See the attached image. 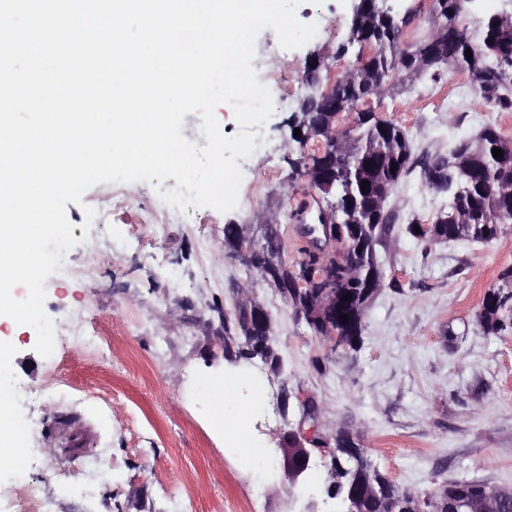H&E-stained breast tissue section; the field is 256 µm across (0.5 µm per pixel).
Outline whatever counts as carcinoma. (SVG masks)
<instances>
[{"instance_id": "obj_1", "label": "carcinoma", "mask_w": 512, "mask_h": 512, "mask_svg": "<svg viewBox=\"0 0 512 512\" xmlns=\"http://www.w3.org/2000/svg\"><path fill=\"white\" fill-rule=\"evenodd\" d=\"M468 8L469 0H433L431 34L403 46L402 32L411 23L410 16L382 10L378 0H355L348 38L338 54L367 43L374 54L366 67L354 78L336 82L328 99L318 92L316 71H305L308 93L293 115L292 128L300 129L294 142L302 147L316 139L323 142L324 150L301 161L300 168L305 177L327 172L344 181L345 191L331 195V201L340 222L353 225L349 233L354 240L352 250L336 261L334 282L336 309L348 314L347 320L332 319L315 288L304 296L288 297V303L309 319L308 325L318 336L334 331L348 337L352 349L361 342L365 312L376 295L375 287L383 280L377 247L383 245L390 231L385 203L414 165L412 145L401 126L376 123L360 105L381 97L402 81L443 65L467 72L474 94L486 104L499 112L512 111V15L490 17L474 35L460 25ZM467 49L472 52L470 60L465 56ZM494 147L502 149V159L494 158ZM452 153L457 155L458 167L450 175L466 184L464 194L451 200L448 210L440 212L434 222L410 224L407 233L428 244L497 239L512 228V142L489 124L476 137L457 142ZM365 180L368 185L364 191L361 182ZM240 234L239 225H224V248L230 252L237 249ZM500 281L502 286L485 293L476 313L479 325L493 335L512 333V294L508 296L505 291L512 283V267L502 270ZM332 440L336 476L329 484L335 487L336 497L344 499L359 485L356 472H362L369 489L359 500L360 512H435L445 499L473 500L477 512H512L511 488H499L495 498L484 500L485 484L457 481L421 497L376 469L365 450L351 458L354 440L349 434L338 431Z\"/></svg>"}]
</instances>
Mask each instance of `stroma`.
<instances>
[{
    "label": "stroma",
    "instance_id": "obj_1",
    "mask_svg": "<svg viewBox=\"0 0 512 512\" xmlns=\"http://www.w3.org/2000/svg\"><path fill=\"white\" fill-rule=\"evenodd\" d=\"M351 7L305 0L297 16L317 33L298 49L282 48L272 29L258 34L252 65L258 77L276 75L269 90L288 106L274 108L261 145L240 160L235 210L191 207L172 218L146 182L99 184L82 205L67 203L78 240L63 258L72 273L47 279L44 303L60 345L42 357L32 328L0 322L11 344L0 361L8 412L49 512H303L309 494L320 512H341L325 493L322 458L304 497L288 492L281 450L289 434L313 427L348 432L383 474L422 496L455 481L512 487V335H489L475 320L512 266V232L425 245L405 227L431 223L448 197L420 172L405 177L385 204L393 221L377 250L383 285L361 345L342 355L224 248L228 224L261 238L263 214L278 225L286 261L305 248L290 214L307 181L291 163L320 143L293 142L289 124L307 92L308 55L346 40ZM439 73L371 102L407 131L415 156H447L450 141L488 123L512 126V112L459 88L461 73ZM430 88L448 94L447 111L428 106ZM87 206L98 215L90 224ZM248 287L272 318L281 368L224 342V317Z\"/></svg>",
    "mask_w": 512,
    "mask_h": 512
}]
</instances>
